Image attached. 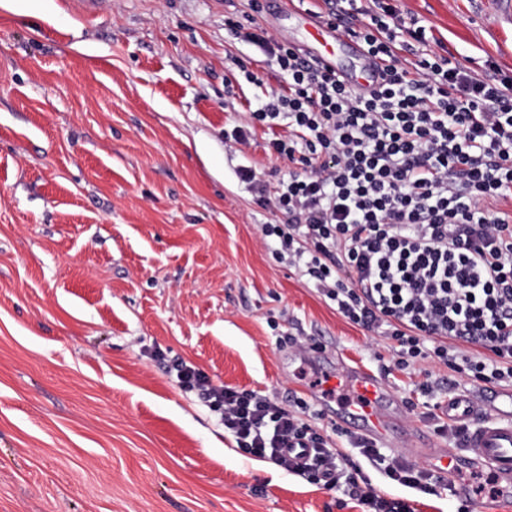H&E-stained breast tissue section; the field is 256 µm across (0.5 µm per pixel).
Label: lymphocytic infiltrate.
I'll return each instance as SVG.
<instances>
[{"mask_svg": "<svg viewBox=\"0 0 512 512\" xmlns=\"http://www.w3.org/2000/svg\"><path fill=\"white\" fill-rule=\"evenodd\" d=\"M323 22L359 39L380 67L379 84L356 92L257 22L225 15L224 26L276 66L288 82L225 133L248 144L252 123L286 122L271 154L286 178L267 188L239 166L259 207L285 215L261 227L276 259L302 269L349 322L390 341L398 368L430 362L483 384H512V77L442 57L405 64L400 51L426 45V29L389 0H327ZM168 372L217 413L246 455L268 460L362 512H411L406 499L379 495L328 436L276 397L216 385L192 363ZM360 456L397 484L432 495L439 480L387 456L359 435Z\"/></svg>", "mask_w": 512, "mask_h": 512, "instance_id": "lymphocytic-infiltrate-1", "label": "lymphocytic infiltrate"}]
</instances>
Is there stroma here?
I'll use <instances>...</instances> for the list:
<instances>
[{
	"mask_svg": "<svg viewBox=\"0 0 512 512\" xmlns=\"http://www.w3.org/2000/svg\"><path fill=\"white\" fill-rule=\"evenodd\" d=\"M398 5L432 51L512 76V23L487 0ZM233 9L249 0H101L92 18L70 0H0V512H360L242 453L162 353L287 407L328 392L336 368L372 371L444 448L420 383L477 388L443 366L393 367L383 338L264 242L277 217L235 171L276 183L288 164L267 144L288 129L256 127L240 152L224 131L287 82L225 30ZM362 471L413 512L458 510L455 487Z\"/></svg>",
	"mask_w": 512,
	"mask_h": 512,
	"instance_id": "35a3bbf8",
	"label": "stroma"
}]
</instances>
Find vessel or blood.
<instances>
[{
  "instance_id": "1",
  "label": "vessel or blood",
  "mask_w": 512,
  "mask_h": 512,
  "mask_svg": "<svg viewBox=\"0 0 512 512\" xmlns=\"http://www.w3.org/2000/svg\"><path fill=\"white\" fill-rule=\"evenodd\" d=\"M299 16L312 39L311 44L301 45L303 55L333 70L339 53L350 51L359 57L361 72L343 74V81L362 93L377 84L378 63L358 39L325 25L311 11H300ZM333 380L336 389L350 394L349 399L337 402L328 410L337 424L363 437L387 441L399 452L421 455L427 469L454 481L460 479L466 466L488 469L502 486L497 500L500 512H512V393L481 388L448 398L440 409L441 416L466 429L464 454L452 456L447 449L431 447L410 432L405 423L406 407L379 376L365 370L342 368Z\"/></svg>"
}]
</instances>
